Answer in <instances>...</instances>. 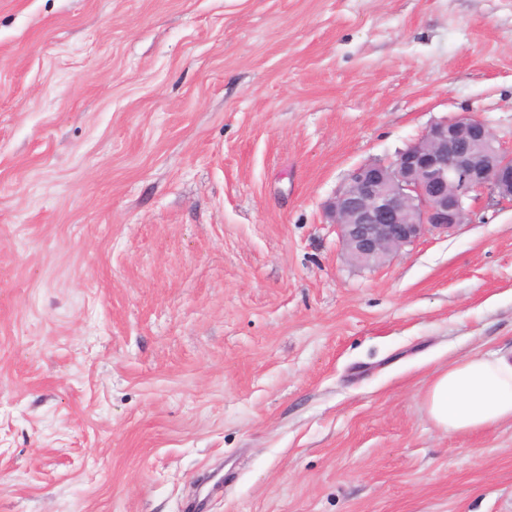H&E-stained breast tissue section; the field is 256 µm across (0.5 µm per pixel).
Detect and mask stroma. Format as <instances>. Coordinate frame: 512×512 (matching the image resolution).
<instances>
[{"label": "stroma", "instance_id": "stroma-1", "mask_svg": "<svg viewBox=\"0 0 512 512\" xmlns=\"http://www.w3.org/2000/svg\"><path fill=\"white\" fill-rule=\"evenodd\" d=\"M512 144V0H0V512H512V207L353 264L354 167ZM425 406L449 433L512 421V357L475 354L453 361L431 381Z\"/></svg>", "mask_w": 512, "mask_h": 512}]
</instances>
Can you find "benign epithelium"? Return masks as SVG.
<instances>
[{
  "instance_id": "obj_1",
  "label": "benign epithelium",
  "mask_w": 512,
  "mask_h": 512,
  "mask_svg": "<svg viewBox=\"0 0 512 512\" xmlns=\"http://www.w3.org/2000/svg\"><path fill=\"white\" fill-rule=\"evenodd\" d=\"M483 198L512 205V150L482 120L460 115L389 162L353 168L327 214L352 262L377 267L428 231L468 223Z\"/></svg>"
}]
</instances>
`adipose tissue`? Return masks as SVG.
<instances>
[{
  "instance_id": "ef3b65f1",
  "label": "adipose tissue",
  "mask_w": 512,
  "mask_h": 512,
  "mask_svg": "<svg viewBox=\"0 0 512 512\" xmlns=\"http://www.w3.org/2000/svg\"><path fill=\"white\" fill-rule=\"evenodd\" d=\"M425 406L450 433H467L512 421V358L475 354L457 359L431 381Z\"/></svg>"
}]
</instances>
